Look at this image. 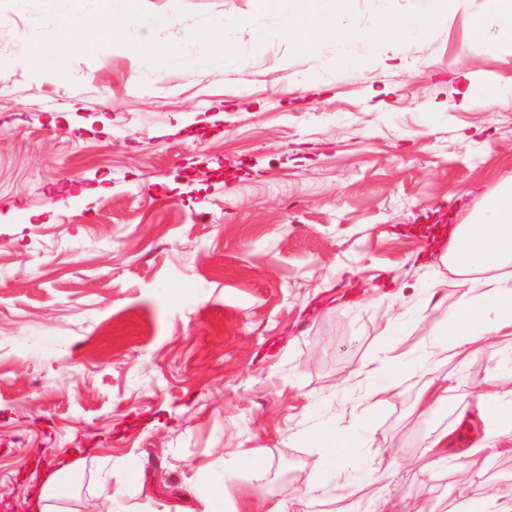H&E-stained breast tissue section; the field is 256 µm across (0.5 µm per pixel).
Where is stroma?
Returning <instances> with one entry per match:
<instances>
[{"label": "stroma", "mask_w": 512, "mask_h": 512, "mask_svg": "<svg viewBox=\"0 0 512 512\" xmlns=\"http://www.w3.org/2000/svg\"><path fill=\"white\" fill-rule=\"evenodd\" d=\"M180 26L267 0H147ZM0 502L34 505L60 448L104 459L67 512H202L200 468L222 476L224 512L252 487L311 512L322 425L373 430L388 498L427 512L456 503L466 462L420 471L424 435L495 439L461 412L490 387L495 358L454 372L448 404L409 415L417 379L389 403L355 404L345 381L404 312V348L466 286L441 261L439 229L468 223L512 180V57L482 19L485 0L423 37L381 45L354 73L335 43L239 38L238 60L158 66L123 47L75 50L57 72L28 63L19 31L36 8L0 0ZM330 75L328 88L312 81ZM74 134H67L66 125ZM122 489L105 504L107 488Z\"/></svg>", "instance_id": "obj_1"}]
</instances>
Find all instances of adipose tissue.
<instances>
[{"mask_svg":"<svg viewBox=\"0 0 512 512\" xmlns=\"http://www.w3.org/2000/svg\"><path fill=\"white\" fill-rule=\"evenodd\" d=\"M442 261L472 286L453 308L444 310L441 330L428 336L419 350H406L394 338L402 319H390L381 332L379 355L361 361L351 377L366 397L380 405L394 397L401 376L426 374L413 404L414 414L426 419L448 401L449 367L477 361L488 348H495L496 368L502 376L491 391L478 395L470 415L512 433V187L504 188L476 223L452 229ZM312 439L320 450L321 472L305 486L308 502L319 501L326 480L342 478L351 491L336 498L331 512H361L365 506L372 512H409L407 506L391 503L369 472L365 450L373 444L371 433L327 424ZM502 453L494 442L463 449L472 470L467 481L471 505L463 512H512V497L495 496L483 478Z\"/></svg>","mask_w":512,"mask_h":512,"instance_id":"adipose-tissue-1","label":"adipose tissue"}]
</instances>
